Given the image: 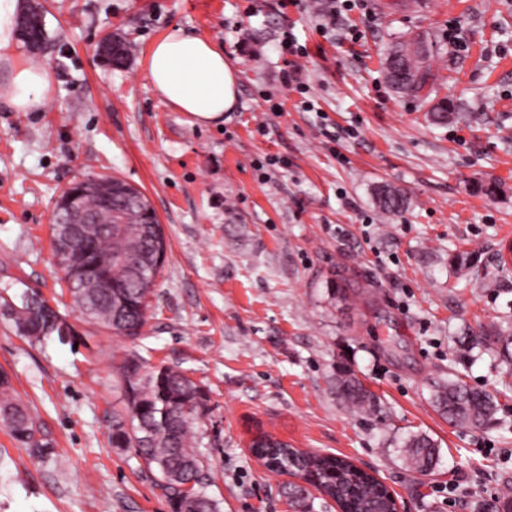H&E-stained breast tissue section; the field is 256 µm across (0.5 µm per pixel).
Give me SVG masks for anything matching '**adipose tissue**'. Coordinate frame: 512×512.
Listing matches in <instances>:
<instances>
[{
	"mask_svg": "<svg viewBox=\"0 0 512 512\" xmlns=\"http://www.w3.org/2000/svg\"><path fill=\"white\" fill-rule=\"evenodd\" d=\"M21 0H0V61L8 66L4 94L16 112H35L47 103L53 86L48 68L33 67L18 54L17 21ZM146 75L161 98L193 124L220 121L238 107L239 72L213 41L176 30L154 43Z\"/></svg>",
	"mask_w": 512,
	"mask_h": 512,
	"instance_id": "obj_1",
	"label": "adipose tissue"
}]
</instances>
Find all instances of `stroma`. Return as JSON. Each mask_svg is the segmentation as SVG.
Here are the masks:
<instances>
[{
    "label": "stroma",
    "instance_id": "obj_1",
    "mask_svg": "<svg viewBox=\"0 0 512 512\" xmlns=\"http://www.w3.org/2000/svg\"><path fill=\"white\" fill-rule=\"evenodd\" d=\"M53 91L38 112L0 100V297L34 290L65 336H22L0 314V371L51 452L30 456L0 424V512H171L130 448L122 365L184 369L206 389L195 430L220 512H294L291 477L250 451L258 436L341 455L375 471L400 512H497L512 481V374L469 351L482 331L512 333V0H367V14H324L319 0H39ZM209 39L239 72L223 124L188 123L145 73L173 30ZM308 55L300 95L281 80L280 34ZM133 45L126 67L99 56L106 35ZM431 48L430 95L398 94L384 59L398 41ZM308 98L313 110L301 108ZM448 101V123L429 112ZM266 155L288 165L262 176ZM86 175L140 189L167 242L139 339L86 324L52 254L62 190ZM390 184L408 199L388 215ZM457 256L461 265H449ZM374 394L356 412L336 369ZM448 376L497 396V421L452 427L431 407ZM424 432L440 461L420 476L400 439ZM376 203L384 213L396 214L405 208L407 198L400 190L387 185L377 190Z\"/></svg>",
    "mask_w": 512,
    "mask_h": 512
}]
</instances>
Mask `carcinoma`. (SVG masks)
I'll list each match as a JSON object with an SVG mask.
<instances>
[{
    "mask_svg": "<svg viewBox=\"0 0 512 512\" xmlns=\"http://www.w3.org/2000/svg\"><path fill=\"white\" fill-rule=\"evenodd\" d=\"M428 49L423 42L407 40L393 46L385 58V74L391 87L404 94H418L433 80L426 66ZM116 189L109 196L78 189L83 210L96 222L62 224L63 211L54 210L51 239L54 255L62 238H73L71 264L63 280L81 318L90 325L116 336L135 340L147 322L149 298L162 269L158 255L166 250L161 225L145 223L149 201L138 189L112 179ZM376 203L386 214L401 212L406 196L391 186L376 192ZM123 214L128 223H112V215ZM112 224V232L105 225ZM8 314L22 336L40 342L58 331V315L36 292L24 293L22 304H6ZM484 351L496 355L499 363L512 367V336L488 334L477 339ZM141 364L128 361L123 367L129 421L115 420L111 442L116 448H132L151 470L158 472L161 488L172 512H220L219 503L204 494L203 462L192 440L193 425L208 412V395L186 371L167 365L140 374ZM336 396L357 409H369L373 394L357 374L342 366L336 371ZM431 403L448 424L479 430L496 420L498 404L493 394L476 390L456 378L434 383ZM0 422L14 440L36 457L49 453V442L28 408L15 396L11 377L0 372ZM403 458L415 473L426 474L437 463L436 442L426 433L401 439ZM288 449V469L304 481L315 477L324 484L328 497L342 512H393L388 490L376 479L359 472L347 459Z\"/></svg>",
    "mask_w": 512,
    "mask_h": 512,
    "instance_id": "obj_1",
    "label": "carcinoma"
}]
</instances>
